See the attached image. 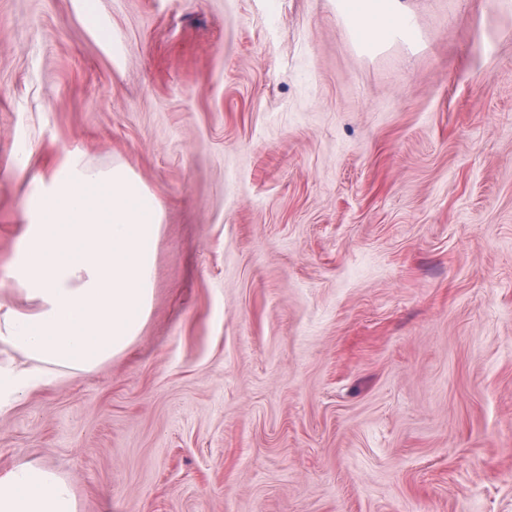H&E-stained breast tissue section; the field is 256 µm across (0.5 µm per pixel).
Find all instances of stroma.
Wrapping results in <instances>:
<instances>
[{"label": "stroma", "instance_id": "35a3bbf8", "mask_svg": "<svg viewBox=\"0 0 512 512\" xmlns=\"http://www.w3.org/2000/svg\"><path fill=\"white\" fill-rule=\"evenodd\" d=\"M400 2L368 51L336 0H0V279L67 152L162 207L138 336L1 412L0 473L79 512H512V0ZM0 512H79L71 483L32 461L0 474Z\"/></svg>", "mask_w": 512, "mask_h": 512}]
</instances>
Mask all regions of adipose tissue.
<instances>
[{
  "label": "adipose tissue",
  "instance_id": "adipose-tissue-1",
  "mask_svg": "<svg viewBox=\"0 0 512 512\" xmlns=\"http://www.w3.org/2000/svg\"><path fill=\"white\" fill-rule=\"evenodd\" d=\"M355 37L372 49L414 30L400 0H338ZM21 252L7 287L31 313L0 303V410L64 374L86 373L138 336L150 310L153 243L162 212L125 168L87 167L68 152L28 197ZM0 512H78L71 483L32 461L0 474Z\"/></svg>",
  "mask_w": 512,
  "mask_h": 512
}]
</instances>
